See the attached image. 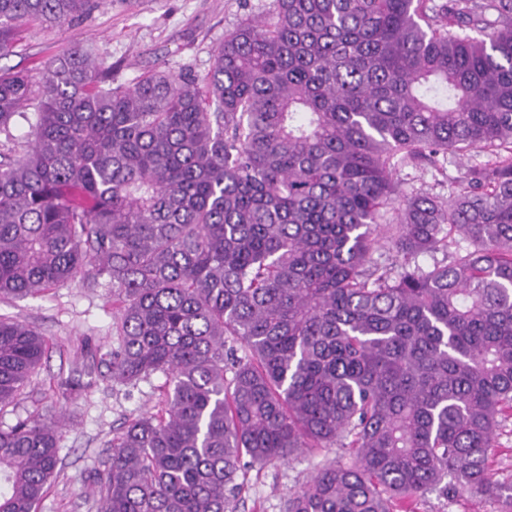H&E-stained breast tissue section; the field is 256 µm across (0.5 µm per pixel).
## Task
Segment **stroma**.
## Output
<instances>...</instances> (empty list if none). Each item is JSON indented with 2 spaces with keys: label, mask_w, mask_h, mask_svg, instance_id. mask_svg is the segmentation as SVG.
<instances>
[{
  "label": "stroma",
  "mask_w": 512,
  "mask_h": 512,
  "mask_svg": "<svg viewBox=\"0 0 512 512\" xmlns=\"http://www.w3.org/2000/svg\"><path fill=\"white\" fill-rule=\"evenodd\" d=\"M271 0H97L95 8L62 27L41 22L20 25L10 56L0 67L37 71L79 43L113 67L126 86L155 69L206 75L224 36L248 18L266 14ZM479 149L451 156L446 172L402 165L392 177L409 195L448 197L462 188L457 176L485 162ZM107 289L83 287L75 279L35 297L0 299V317L42 333L49 349L15 404L0 410V427L34 415L60 425V463L39 512H95L92 492L108 444L126 420L154 406L165 377L153 375L137 386L113 382L112 317ZM311 462L298 455L289 463L245 467L238 512H283L289 491L310 475Z\"/></svg>",
  "instance_id": "35a3bbf8"
}]
</instances>
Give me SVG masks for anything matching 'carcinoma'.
Wrapping results in <instances>:
<instances>
[{
    "label": "carcinoma",
    "mask_w": 512,
    "mask_h": 512,
    "mask_svg": "<svg viewBox=\"0 0 512 512\" xmlns=\"http://www.w3.org/2000/svg\"><path fill=\"white\" fill-rule=\"evenodd\" d=\"M93 6L0 0V59L20 23ZM17 118L0 298L108 288L112 380L166 377L112 439L97 512H237L245 465L336 446L350 462H314L285 512H418L430 492L512 512L489 466L512 415V0H272L204 77L131 86L75 44L0 68L8 139ZM471 148L490 160L446 199L392 180ZM45 352L0 318V409ZM59 451L54 425L0 428V512H37Z\"/></svg>",
    "instance_id": "1"
}]
</instances>
